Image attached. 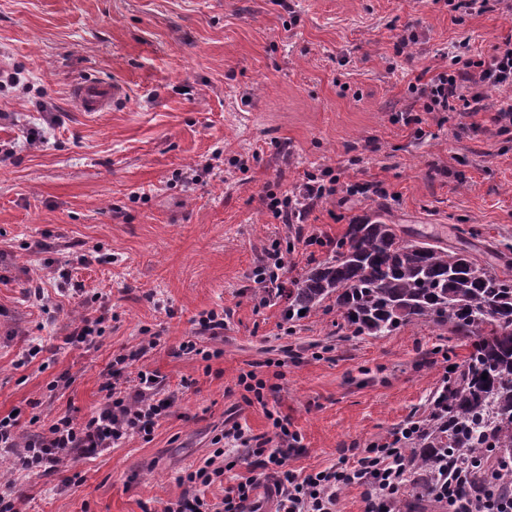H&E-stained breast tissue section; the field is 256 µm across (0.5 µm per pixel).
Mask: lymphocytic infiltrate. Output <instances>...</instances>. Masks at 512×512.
<instances>
[{
    "instance_id": "lymphocytic-infiltrate-1",
    "label": "lymphocytic infiltrate",
    "mask_w": 512,
    "mask_h": 512,
    "mask_svg": "<svg viewBox=\"0 0 512 512\" xmlns=\"http://www.w3.org/2000/svg\"><path fill=\"white\" fill-rule=\"evenodd\" d=\"M512 88V32L496 38L489 52L476 59L460 60L458 68L441 71L431 78H416L409 90L423 112L486 111L485 90L489 87ZM336 176L320 180L306 175L296 190L283 197L270 198L267 207L279 223H291L298 204L335 195ZM99 294L83 300L84 314L66 336V343L94 346L105 333V308ZM157 344L156 334L144 337L130 354L113 357L102 384L103 402L97 410L77 420L63 414L42 422L31 414L30 424L41 430L30 436L20 432L19 416L0 418V452L11 456L14 471L46 476L77 458L114 448L133 436L151 439L160 421L169 411L157 392L158 377L150 371L138 374L134 390L123 389L120 379L129 360L145 356ZM276 438L249 434L239 423H232L212 439L214 450L202 463L182 476L190 492L168 503L165 512H258L254 480L238 482L228 489L220 503L206 499L203 489L224 479L226 448L245 449L255 468L272 480L276 512H336L338 491L344 486L362 489L365 512H399L400 493L411 462L402 452L403 443L412 439L414 423H406L391 438L372 443L356 452L354 464L332 466L306 476L287 468L286 458L292 437L287 423L274 418ZM473 477L460 462L449 461L436 492L446 512H512V492L500 489L472 492Z\"/></svg>"
}]
</instances>
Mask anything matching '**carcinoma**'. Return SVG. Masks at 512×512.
<instances>
[{
    "instance_id": "1",
    "label": "carcinoma",
    "mask_w": 512,
    "mask_h": 512,
    "mask_svg": "<svg viewBox=\"0 0 512 512\" xmlns=\"http://www.w3.org/2000/svg\"><path fill=\"white\" fill-rule=\"evenodd\" d=\"M285 296L288 316L328 302L358 336H389L422 320L472 340L469 358L452 370L442 394L446 407L418 421L406 449L416 495L404 507L436 501L439 467L450 458L477 474L491 457L512 459L511 277L432 237L411 240L399 225L365 215Z\"/></svg>"
}]
</instances>
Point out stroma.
Segmentation results:
<instances>
[{
	"label": "stroma",
	"instance_id": "obj_1",
	"mask_svg": "<svg viewBox=\"0 0 512 512\" xmlns=\"http://www.w3.org/2000/svg\"><path fill=\"white\" fill-rule=\"evenodd\" d=\"M511 31L512 12L462 17L445 0H0V144L17 146L0 159V417L33 401L48 419L87 416L103 371L147 328L158 344L129 362L123 384L150 370L173 401L151 440L76 462L81 484L14 475L25 512H163L228 418L269 437L271 415L286 419L301 438L286 465L309 474L425 416L469 340L424 321L353 336L326 307L288 322L285 299L264 295L252 271L279 248L291 284L328 258L353 217L372 213L407 237L511 264L512 253L492 259L487 246L512 243V132L490 115L512 89H487V111L469 118L400 120L416 107L417 77L451 67L452 55L486 54ZM411 34L415 44L401 47ZM90 79L123 81L127 96L81 111L72 89ZM32 130L43 140L29 146ZM209 159L213 173L181 179ZM328 167L340 188L379 182L386 192L335 195L303 223H276L268 194ZM51 258L71 260L80 290L50 320L26 291L36 275L53 284ZM95 292L104 338L65 343ZM219 309L223 336L199 333V316ZM191 336L222 356L207 365L178 354ZM32 343L43 353L15 367ZM249 370L270 385L264 403L243 399L237 377ZM62 375L68 385L49 390ZM232 457L206 498L220 502L251 477L274 512L269 480L243 452Z\"/></svg>",
	"mask_w": 512,
	"mask_h": 512
}]
</instances>
